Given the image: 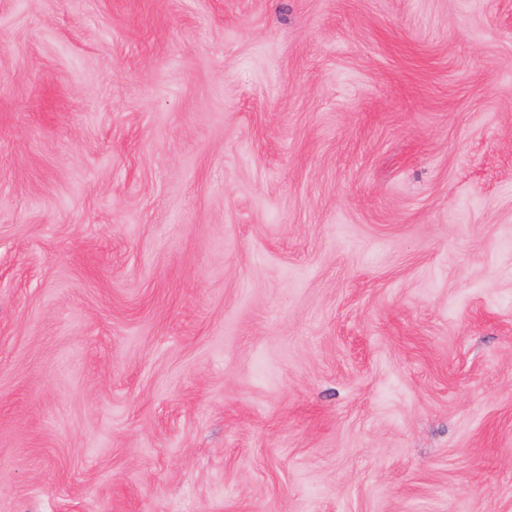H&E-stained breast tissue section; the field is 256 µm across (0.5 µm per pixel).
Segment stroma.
Returning <instances> with one entry per match:
<instances>
[{
    "label": "stroma",
    "instance_id": "obj_1",
    "mask_svg": "<svg viewBox=\"0 0 512 512\" xmlns=\"http://www.w3.org/2000/svg\"><path fill=\"white\" fill-rule=\"evenodd\" d=\"M0 512H512V0H0Z\"/></svg>",
    "mask_w": 512,
    "mask_h": 512
}]
</instances>
